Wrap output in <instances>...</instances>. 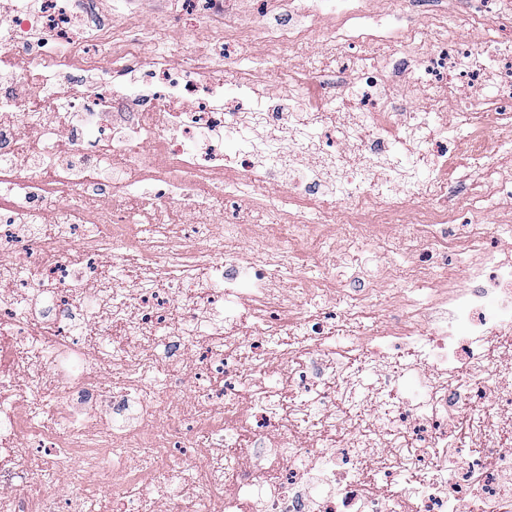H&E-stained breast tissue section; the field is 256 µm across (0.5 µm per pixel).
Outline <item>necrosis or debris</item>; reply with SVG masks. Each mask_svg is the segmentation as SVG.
I'll return each instance as SVG.
<instances>
[{
  "label": "necrosis or debris",
  "mask_w": 512,
  "mask_h": 512,
  "mask_svg": "<svg viewBox=\"0 0 512 512\" xmlns=\"http://www.w3.org/2000/svg\"><path fill=\"white\" fill-rule=\"evenodd\" d=\"M307 2L310 16L335 15L322 36L337 46L347 24L370 17L366 0ZM458 2L479 39L423 38L400 16L374 18L355 38L343 108L335 75L316 66L289 71L285 96L260 92L241 66L251 45L305 51L320 36L312 27L223 29L209 62L186 50L182 64L162 56L142 70L139 50L169 44L175 17L124 33L98 21L95 0H0L10 17L0 26V346L22 356L0 364V512H89V491H27L88 471L105 476L112 512H175L186 499L203 512H504L512 447L497 432L512 425V257L483 245L512 238V225L473 211L512 200L500 144L479 118L512 127V40L499 0ZM385 37L395 57L379 63ZM76 68L88 80L59 94ZM443 70L468 85L451 93V114L432 102ZM404 81L423 103L402 105ZM313 82L324 95L308 105ZM342 108L355 119L336 125L332 143L322 132ZM463 153L475 166L465 181ZM156 162L142 189L135 171ZM270 181L284 193H265ZM397 201L414 206L405 233L371 237L360 216ZM229 203L275 219L282 245L262 231L242 241ZM327 226L341 229L345 253ZM73 239L75 256L61 249ZM364 250L395 271L400 332L344 325L381 292L371 274L358 292L336 286L346 252ZM451 254L467 280L447 270ZM112 322L125 324V348L87 352V325ZM338 332L376 377L359 423L336 413L357 385L326 343ZM401 356L427 376L391 370ZM108 359L106 388L88 366ZM44 389L60 402L52 427L34 419ZM287 392L297 402L284 407ZM41 450L39 473L15 467ZM367 465L380 486L367 485Z\"/></svg>",
  "instance_id": "4bbe7bcc"
}]
</instances>
